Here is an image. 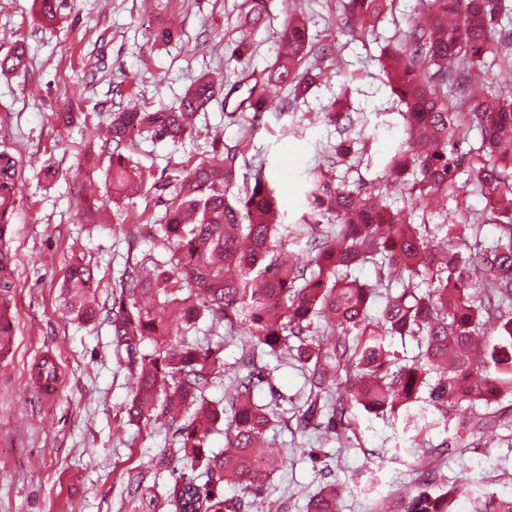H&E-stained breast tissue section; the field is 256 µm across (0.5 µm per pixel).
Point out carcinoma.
<instances>
[{
    "label": "carcinoma",
    "instance_id": "carcinoma-1",
    "mask_svg": "<svg viewBox=\"0 0 512 512\" xmlns=\"http://www.w3.org/2000/svg\"><path fill=\"white\" fill-rule=\"evenodd\" d=\"M424 2L426 22L409 18L380 55L391 93L406 107V147L386 169L406 181L412 206L407 221L390 210L383 193L336 186L322 172L312 177L308 219L290 229L277 223L276 189L264 176L238 181L237 146L150 183V173L126 151L130 134L154 141L192 135L200 113L223 89L224 81L207 74L192 82L176 110L132 101L119 107L102 145L85 148L84 161L93 169L108 158L100 207L131 201L148 185L164 206L156 224L169 245L166 260L147 255L129 263L100 301L93 292L96 267L76 256L64 275L62 298L81 321L108 319L113 343L137 372L127 422L161 421L174 429V446L151 467L166 469L179 460L201 469L199 475L171 470L164 493L168 512H250L249 496L269 489L279 463L265 435L279 416L254 398L267 377L265 355L286 354L307 371L299 429L317 426L343 437L356 405L400 418L418 432L429 428L430 413L455 421L454 436L436 453L415 457L411 493L392 510L381 505L377 512H456L457 501L471 491L463 482H442V461L452 449L468 446L469 438L512 421L488 411L512 395V93L497 86L471 96L472 85L497 65L499 47L512 44V30L502 23L508 8L505 0ZM34 3L38 18L52 24L63 0ZM393 6L394 0H336L338 12L360 23L361 35L375 31ZM266 16L267 0H242V36L228 55L251 82L239 111L254 119L266 111L273 88H292L288 107L322 76L303 69L313 46L301 13L285 18L273 63L257 76L246 70L247 38ZM182 35L169 25L150 32L158 45ZM25 66L20 46L0 57V73ZM474 129L478 146L470 148L462 171L458 143ZM354 153V141L340 140L331 165ZM15 171L13 157L1 153L0 205L14 200ZM411 172L415 177L408 181ZM466 189L484 200L481 211L456 203ZM484 224L495 225L498 235L475 248L472 241ZM433 231L444 233L447 250L432 251ZM292 233L310 240L309 263L282 253L281 237ZM365 264L375 267L374 282L350 278ZM203 320L214 330L222 326L245 336L237 367L246 373L235 376L224 406L206 399L224 372V338L191 339ZM408 338L418 347L409 359L392 350L393 340ZM147 341L153 350L145 354ZM223 422L226 446L216 453L207 444ZM226 482L237 483L242 495L224 497ZM473 508L512 512V498H475ZM307 512H338L336 489L326 486L312 496Z\"/></svg>",
    "mask_w": 512,
    "mask_h": 512
}]
</instances>
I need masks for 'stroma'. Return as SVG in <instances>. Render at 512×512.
<instances>
[{"label":"stroma","mask_w":512,"mask_h":512,"mask_svg":"<svg viewBox=\"0 0 512 512\" xmlns=\"http://www.w3.org/2000/svg\"><path fill=\"white\" fill-rule=\"evenodd\" d=\"M241 0H66L51 25L32 20V0H0V54L12 45L25 49L21 73L0 74V153L16 165V202L11 231L0 242L14 270L10 299L20 314L18 342L0 357V512H139L128 494L129 475L141 474L155 492L171 482L154 471L152 458L174 441L171 429L128 424L125 408L133 384L125 354L117 352L108 323L84 324L62 303L61 284L74 256L97 264L99 297H106L127 255L164 259L167 244L149 217L163 213L152 189L128 209L139 224L134 248L111 213L86 219L81 205L88 182L104 185L103 170H90L83 150L90 126L107 122L121 92L134 90L153 107L177 109L199 75L223 71L224 88L197 120V131L178 143L137 141L133 155L155 180L181 165H192L227 146H241L240 174L264 172L276 188L282 223H301L308 211L311 171H327L339 186L386 187L395 210L407 207L404 187L386 181L385 162L403 143L400 107L391 95L377 58L406 28L420 0H395L393 19L378 35L351 31L333 0H268L265 24L250 36L248 68L262 72L275 59L277 33L286 7L310 19L315 45L332 44L328 75L310 87L296 108H283L287 89L259 121L236 111L244 97L240 68L226 64L227 47L238 40ZM177 22L181 41L160 46L151 27ZM347 91L350 129L325 119L340 91ZM66 112L74 122L63 121ZM357 141L355 162L328 168L326 157L341 138ZM53 350L62 385L47 401L28 384L26 372L43 351ZM270 376L257 389L263 403L294 413L308 394L300 365L267 360ZM355 430L346 441L320 431L276 428L270 445L284 460L266 495L252 512L274 503L305 512L306 502L325 485L335 486L339 512H375L381 502L405 494L414 481L415 449L431 451L451 437L447 422L432 425L422 444L402 421L352 410ZM449 480L466 479L474 495L512 497V436L482 435L444 470Z\"/></svg>","instance_id":"stroma-1"}]
</instances>
